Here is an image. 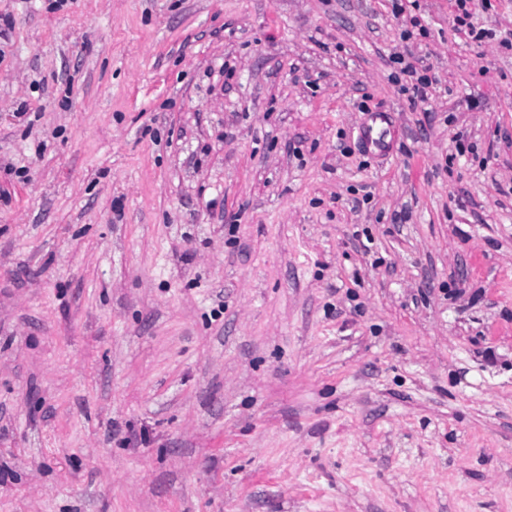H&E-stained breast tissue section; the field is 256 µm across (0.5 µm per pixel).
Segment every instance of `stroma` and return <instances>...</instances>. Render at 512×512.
Instances as JSON below:
<instances>
[{"label": "stroma", "mask_w": 512, "mask_h": 512, "mask_svg": "<svg viewBox=\"0 0 512 512\" xmlns=\"http://www.w3.org/2000/svg\"><path fill=\"white\" fill-rule=\"evenodd\" d=\"M418 4L0 0V512H512V55ZM390 62L397 65L396 71L391 73V78L399 86L402 94L407 95L412 104L425 101L428 98L433 80L428 75L427 69H419L416 65L406 60L402 54H394Z\"/></svg>", "instance_id": "35a3bbf8"}]
</instances>
